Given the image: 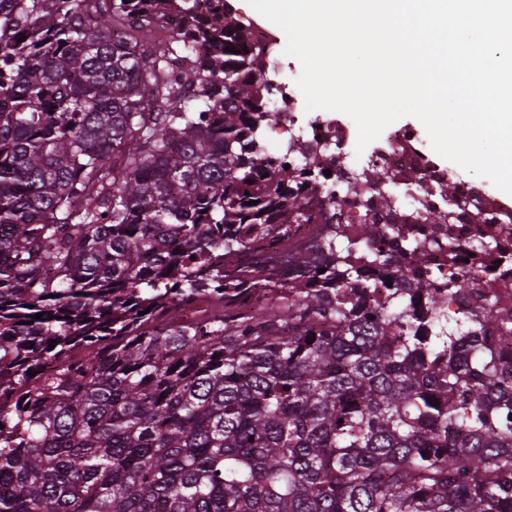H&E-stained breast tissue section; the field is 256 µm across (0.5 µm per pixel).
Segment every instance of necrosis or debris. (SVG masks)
I'll return each mask as SVG.
<instances>
[{
  "label": "necrosis or debris",
  "instance_id": "1",
  "mask_svg": "<svg viewBox=\"0 0 512 512\" xmlns=\"http://www.w3.org/2000/svg\"><path fill=\"white\" fill-rule=\"evenodd\" d=\"M259 81L269 84V102L277 114L265 130L276 148L264 155V162L294 170L315 166L324 175L316 189L301 195L304 220L292 225L288 236L264 239L243 253L240 265L265 263L284 282L306 277L330 262L326 243L333 233L354 238L369 222L376 224L377 234L366 247L382 250L383 260L367 268L377 285L367 289L366 305L385 303L387 281L418 263L447 294L455 316L465 320L474 312L512 311V267L497 264L500 254L512 257L511 209L431 163L413 130L387 127L356 153L354 126L331 114L306 111L294 78L281 75L275 55H268ZM374 170L385 177L367 184ZM384 196L391 197L390 208L380 206ZM427 235L437 238L440 248L413 250V242Z\"/></svg>",
  "mask_w": 512,
  "mask_h": 512
}]
</instances>
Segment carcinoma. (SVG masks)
I'll list each match as a JSON object with an SVG mask.
<instances>
[{
  "label": "carcinoma",
  "instance_id": "cac0c4a2",
  "mask_svg": "<svg viewBox=\"0 0 512 512\" xmlns=\"http://www.w3.org/2000/svg\"><path fill=\"white\" fill-rule=\"evenodd\" d=\"M239 25L0 0V512H512L511 311L461 336L416 268L369 308L339 236L288 286L229 269L311 180L258 162ZM491 351L496 359L498 372L502 374L501 370L504 367L506 373L503 376L510 381L512 377V330L501 332L500 336L495 338Z\"/></svg>",
  "mask_w": 512,
  "mask_h": 512
}]
</instances>
